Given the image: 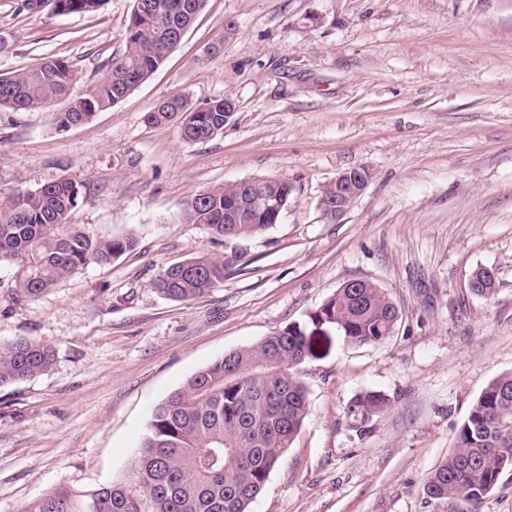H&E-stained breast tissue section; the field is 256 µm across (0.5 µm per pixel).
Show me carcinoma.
I'll list each match as a JSON object with an SVG mask.
<instances>
[{
    "label": "carcinoma",
    "instance_id": "obj_1",
    "mask_svg": "<svg viewBox=\"0 0 512 512\" xmlns=\"http://www.w3.org/2000/svg\"><path fill=\"white\" fill-rule=\"evenodd\" d=\"M105 2L56 0V8L61 14L93 13ZM135 3L125 48L97 81L80 88L71 65L51 59L37 69L0 74V106L29 110L61 104L58 127L89 121L154 74L206 0ZM226 104L225 98L194 103L175 92L145 121L175 123L185 142H201L223 132ZM258 187V203L238 224L224 223V211L244 195L235 183L196 195L184 206L182 221L203 224L227 239L260 235L280 218L264 201L285 206L291 188L271 178ZM83 188L62 178L0 197V266L17 268L19 299L37 298L75 269L110 264L135 246L132 232L97 236L71 223ZM224 270L222 257L195 256L162 268L154 287L174 301L194 300L222 284ZM470 279L474 296L489 300L497 293V280L487 269H475ZM398 321V308L383 289L368 281L347 282L307 320L229 352L156 405L127 481L88 491L56 488L25 512H250L306 417L301 367L317 357L313 334L327 329L347 344L372 345L391 336ZM53 361L51 347L36 339L0 340V386L42 375ZM387 404L385 395L369 391L353 399L347 413L365 421ZM507 469H512V372L482 390L457 431L453 451L430 473L424 491L428 498L448 503V512H464Z\"/></svg>",
    "mask_w": 512,
    "mask_h": 512
}]
</instances>
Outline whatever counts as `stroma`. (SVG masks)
Returning <instances> with one entry per match:
<instances>
[{"label": "stroma", "mask_w": 512, "mask_h": 512, "mask_svg": "<svg viewBox=\"0 0 512 512\" xmlns=\"http://www.w3.org/2000/svg\"><path fill=\"white\" fill-rule=\"evenodd\" d=\"M135 0L61 14L0 0V73L51 58L95 82ZM230 98L223 133L194 144L144 117L171 93ZM368 168L339 221L319 200ZM68 177L71 221L136 247L35 299L0 267V339L54 351L48 372L0 386V512L57 487L127 480L153 407L194 372L306 320L342 284L383 288L400 319L385 342L321 345L303 366L308 413L250 512H446L424 486L483 388L512 372V0H207L158 70L89 122L0 107V196ZM254 177L291 195L265 233L227 240L186 224V202ZM223 257V284L176 302L161 268ZM492 268V300L467 282ZM377 391L367 421L347 404Z\"/></svg>", "instance_id": "1"}]
</instances>
